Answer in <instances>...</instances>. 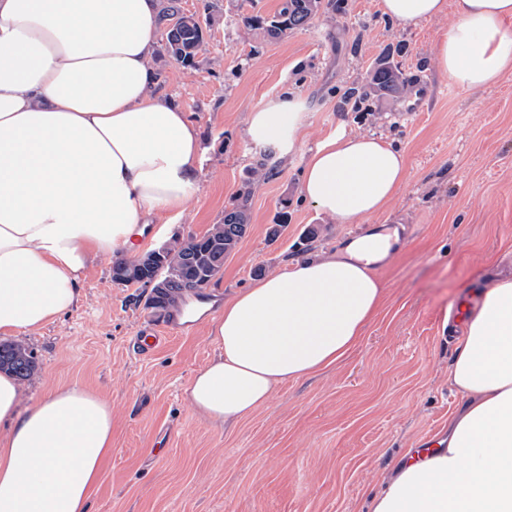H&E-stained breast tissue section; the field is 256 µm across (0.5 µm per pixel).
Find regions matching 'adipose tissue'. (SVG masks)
Listing matches in <instances>:
<instances>
[{"mask_svg":"<svg viewBox=\"0 0 512 512\" xmlns=\"http://www.w3.org/2000/svg\"><path fill=\"white\" fill-rule=\"evenodd\" d=\"M160 0H0V334L34 332L69 313L88 267L136 256L149 215L182 212L199 187L195 123L157 94L151 59ZM406 26L447 0H380ZM512 0H458L435 44L439 73L461 88L512 70ZM297 100L251 112L256 144L293 152ZM407 177L404 153L372 135L331 133L307 159L300 192L340 224L384 211ZM393 237L372 232L226 299L208 333L215 352L187 399L234 425L276 387L312 376L361 341L385 290L375 267ZM450 381L464 402L448 445L405 461L369 512H512V279L483 292L465 322ZM0 512H90L112 453V406L79 386L29 406L0 374Z\"/></svg>","mask_w":512,"mask_h":512,"instance_id":"adipose-tissue-1","label":"adipose tissue"}]
</instances>
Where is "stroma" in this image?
<instances>
[{
  "label": "stroma",
  "mask_w": 512,
  "mask_h": 512,
  "mask_svg": "<svg viewBox=\"0 0 512 512\" xmlns=\"http://www.w3.org/2000/svg\"><path fill=\"white\" fill-rule=\"evenodd\" d=\"M448 2L445 14L406 27L379 0H330L308 28L271 41L243 17L273 15L279 0H218L195 67L157 45V90L191 116L204 153L198 191L168 223L150 225L145 251L204 234L241 188L251 190L249 229L203 301L220 309L287 259L333 250L371 226L398 229L399 241L378 268L386 305L362 341L336 365L279 386L229 429L185 398L213 354L205 323L169 333L145 308L147 288L116 284L112 261L93 264L79 305L21 338L39 365L21 383L23 404L77 385L112 405V455L91 512H367L408 452L447 432L459 343L446 314L512 273V73L478 91L438 73L434 45L456 20L457 0ZM388 53L407 91L345 102ZM285 94L302 100L305 128L283 157L250 141L246 127ZM334 131L377 135L406 155L405 184L368 224L336 223L301 196L310 151ZM275 224L283 231L273 238ZM147 336L160 343L144 355Z\"/></svg>",
  "instance_id": "stroma-1"
}]
</instances>
